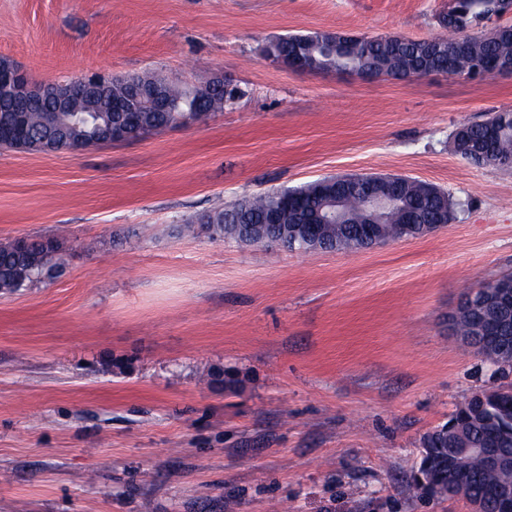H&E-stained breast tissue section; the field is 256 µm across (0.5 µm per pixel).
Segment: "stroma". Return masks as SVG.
Returning <instances> with one entry per match:
<instances>
[{"mask_svg": "<svg viewBox=\"0 0 512 512\" xmlns=\"http://www.w3.org/2000/svg\"><path fill=\"white\" fill-rule=\"evenodd\" d=\"M450 0H0L37 82L157 71L243 94L207 123L78 153L0 149V242L65 271L0 293V512H471L409 491L423 435L499 382L449 318L512 274V172L453 151L512 75L294 73L309 30L443 35ZM401 174L453 220L363 252L207 235L197 214L324 176ZM107 494H100V487Z\"/></svg>", "mask_w": 512, "mask_h": 512, "instance_id": "35a3bbf8", "label": "stroma"}]
</instances>
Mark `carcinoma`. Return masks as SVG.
Instances as JSON below:
<instances>
[{"mask_svg": "<svg viewBox=\"0 0 512 512\" xmlns=\"http://www.w3.org/2000/svg\"><path fill=\"white\" fill-rule=\"evenodd\" d=\"M494 14L492 0H462L457 18H443L440 24L448 34L432 42L406 38L374 40L353 38L342 46L334 35L324 30L280 37L270 41L264 53L276 64L288 63L294 54L301 55L312 73L334 72L350 66L364 72L388 73L403 79L417 65L428 70L448 67V47L464 42L453 60L455 71L468 74L480 61L492 57H512V40L497 39L483 32L467 35L464 30L477 18ZM145 93L142 111L134 113L143 135L174 129L207 120L224 111L229 104L224 88L211 79L199 86H181L155 73H142L131 78H111L95 99L75 98L78 112H64L55 121L49 119L50 100L44 94L26 100L17 98L11 87H0V127L23 118L27 142L17 149L35 151L33 144L65 137L85 147L111 141L119 125L109 109L114 100H126ZM455 151L474 164L500 169L512 168V112H496L481 123L463 122L454 137ZM403 204L417 217L437 213L453 216L455 202L448 194L434 195L431 185L418 180L403 188ZM327 201L326 189L320 181L297 188L264 192L239 199L231 204L202 213L179 233H205L212 238L243 241L245 245L268 246L276 240L287 241L288 250L305 251L300 239L292 234V225L300 223V214L309 216L320 211ZM277 211L279 223H267L268 213ZM401 210L387 212L377 225L379 237L392 242L402 236L412 238L429 234L415 224H403ZM357 224H321L320 241L335 252H357L366 249ZM63 243L58 238H17L0 243V292L11 294L30 285L51 279L58 273ZM475 311L463 306L455 314L453 329L462 338L474 337ZM461 434L465 447L492 446L512 453V384H503L473 393L460 403L448 422L428 433L421 447L429 449L426 460L430 468L442 474L443 481L452 479L447 464V449L456 447L455 436ZM458 469L468 476L466 497L473 503L485 497L489 488L512 485V473L490 470L477 454L457 460Z\"/></svg>", "mask_w": 512, "mask_h": 512, "instance_id": "obj_1", "label": "carcinoma"}]
</instances>
